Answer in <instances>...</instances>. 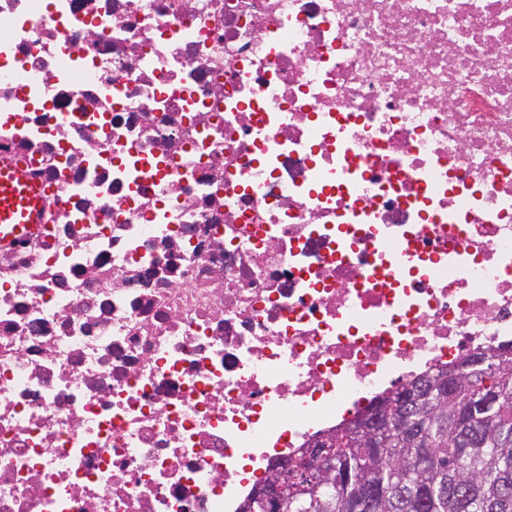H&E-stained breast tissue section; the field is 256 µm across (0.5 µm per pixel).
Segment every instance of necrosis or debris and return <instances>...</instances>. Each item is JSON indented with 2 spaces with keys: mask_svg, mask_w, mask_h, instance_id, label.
Instances as JSON below:
<instances>
[{
  "mask_svg": "<svg viewBox=\"0 0 512 512\" xmlns=\"http://www.w3.org/2000/svg\"><path fill=\"white\" fill-rule=\"evenodd\" d=\"M0 512H239L512 342V0H0ZM39 199L37 184L23 178L14 165L0 164V240L13 237L22 227L31 231L40 225Z\"/></svg>",
  "mask_w": 512,
  "mask_h": 512,
  "instance_id": "obj_1",
  "label": "necrosis or debris"
}]
</instances>
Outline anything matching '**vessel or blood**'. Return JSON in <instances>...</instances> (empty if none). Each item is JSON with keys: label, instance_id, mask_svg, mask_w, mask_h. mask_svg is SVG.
Segmentation results:
<instances>
[{"label": "vessel or blood", "instance_id": "b4317fda", "mask_svg": "<svg viewBox=\"0 0 512 512\" xmlns=\"http://www.w3.org/2000/svg\"><path fill=\"white\" fill-rule=\"evenodd\" d=\"M39 199L37 184L23 178L14 165L0 164V240L11 238L20 229L37 227Z\"/></svg>", "mask_w": 512, "mask_h": 512}]
</instances>
